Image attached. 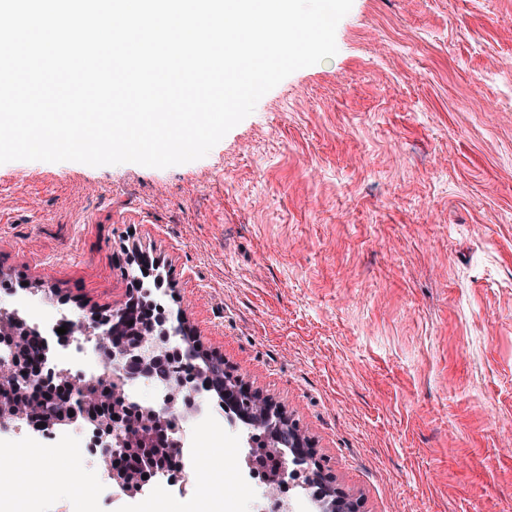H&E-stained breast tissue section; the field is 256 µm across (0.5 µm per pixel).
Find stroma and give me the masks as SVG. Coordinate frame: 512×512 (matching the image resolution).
<instances>
[{"mask_svg":"<svg viewBox=\"0 0 512 512\" xmlns=\"http://www.w3.org/2000/svg\"><path fill=\"white\" fill-rule=\"evenodd\" d=\"M203 158L0 164V283L170 315L360 512H512V0H353Z\"/></svg>","mask_w":512,"mask_h":512,"instance_id":"35a3bbf8","label":"stroma"}]
</instances>
